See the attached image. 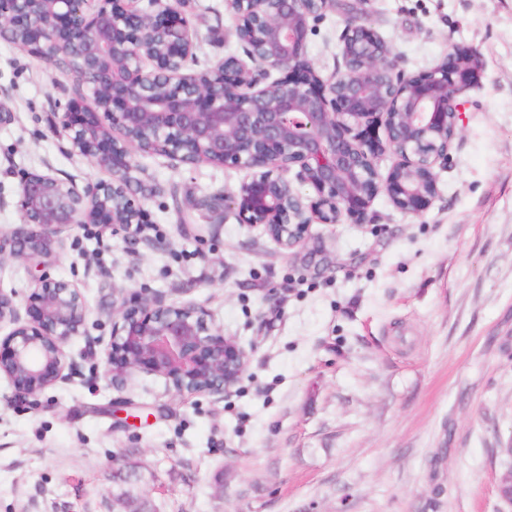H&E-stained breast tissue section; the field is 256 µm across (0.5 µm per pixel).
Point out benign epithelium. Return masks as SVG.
I'll list each match as a JSON object with an SVG mask.
<instances>
[{"mask_svg":"<svg viewBox=\"0 0 512 512\" xmlns=\"http://www.w3.org/2000/svg\"><path fill=\"white\" fill-rule=\"evenodd\" d=\"M0 0V35H15L36 59L68 70L77 84L59 118L71 151L109 171L112 181L82 188L48 173L20 182L26 223L0 232V260L46 265L59 235L79 224H145L131 176L133 146L183 165L202 161L248 172L237 191L212 195L218 211L234 205L240 223L260 227L284 252L305 247L312 224L344 217L369 222L379 192L418 217L438 194L436 168L448 162L460 119L459 96L482 68L470 49L449 51L418 74L364 20L345 22L346 69L322 77L307 54L318 11L302 0H232L236 36L251 64L228 57L187 73L193 34L171 0ZM395 157L386 175L383 161ZM308 186L305 197L294 183ZM21 319L0 290V376L20 398L70 383L67 346L81 334L86 304L78 289L33 276ZM105 349L112 380L143 372L179 395L221 396L235 386L251 352L214 327L196 304L142 297L112 300Z\"/></svg>","mask_w":512,"mask_h":512,"instance_id":"7a95c632","label":"benign epithelium"}]
</instances>
